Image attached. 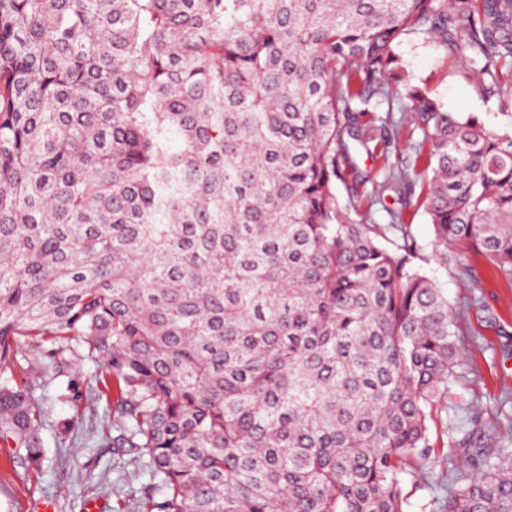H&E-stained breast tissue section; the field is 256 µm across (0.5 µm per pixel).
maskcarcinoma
<instances>
[{
	"mask_svg": "<svg viewBox=\"0 0 512 512\" xmlns=\"http://www.w3.org/2000/svg\"><path fill=\"white\" fill-rule=\"evenodd\" d=\"M461 33L512 83V0H0V446L42 468L20 345L44 377L82 348L146 512H405L408 472L436 512H512L478 401L448 422L459 313L403 211L373 219L418 190L471 287L466 250L512 277V131L394 52ZM377 130L412 155L363 209Z\"/></svg>",
	"mask_w": 512,
	"mask_h": 512,
	"instance_id": "obj_1",
	"label": "carcinoma"
}]
</instances>
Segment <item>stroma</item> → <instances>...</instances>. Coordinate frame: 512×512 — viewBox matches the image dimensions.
Instances as JSON below:
<instances>
[{"instance_id": "35a3bbf8", "label": "stroma", "mask_w": 512, "mask_h": 512, "mask_svg": "<svg viewBox=\"0 0 512 512\" xmlns=\"http://www.w3.org/2000/svg\"><path fill=\"white\" fill-rule=\"evenodd\" d=\"M396 52L412 81L425 86L449 111L478 115L495 130L512 128V105L485 93L470 79L467 50L452 55L412 34L402 38ZM384 204V210L375 215L376 222L386 223L388 210L405 212L420 247L418 266L442 288L450 307L463 312L462 363L470 381L452 385L449 407L479 399L483 422L502 437L512 438V398L505 395L512 389V278L501 275L482 256H468L482 283V300L465 305L469 291L458 280L456 266L440 260L434 229L420 198L390 192ZM59 359V376L26 375L45 411L44 470L33 473L15 449L0 447V512H41L44 504L52 512H89L94 502L103 512H142L141 490L147 476L128 457L93 438L101 430V418L110 411L107 401L96 402L89 396L97 365L77 359L67 349ZM67 420L72 423L68 430L63 427Z\"/></svg>"}]
</instances>
